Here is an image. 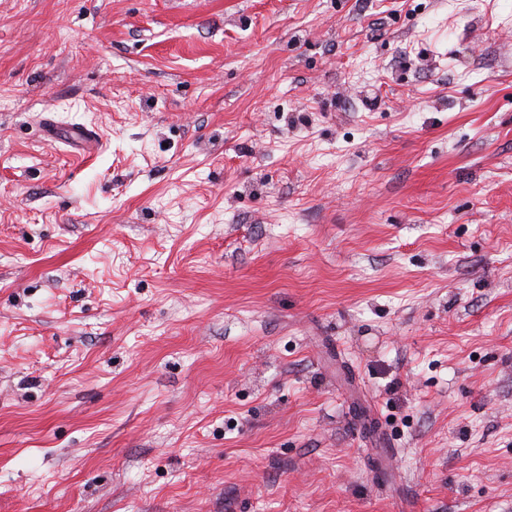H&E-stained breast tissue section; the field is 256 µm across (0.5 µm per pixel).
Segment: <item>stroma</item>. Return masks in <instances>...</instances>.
Masks as SVG:
<instances>
[{
	"label": "stroma",
	"instance_id": "1",
	"mask_svg": "<svg viewBox=\"0 0 512 512\" xmlns=\"http://www.w3.org/2000/svg\"><path fill=\"white\" fill-rule=\"evenodd\" d=\"M0 512H512V0H0Z\"/></svg>",
	"mask_w": 512,
	"mask_h": 512
}]
</instances>
